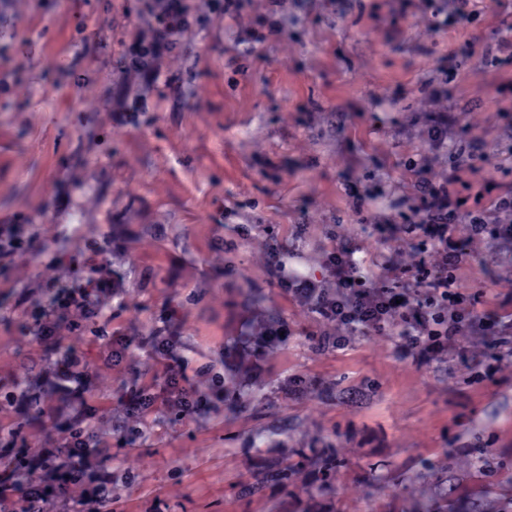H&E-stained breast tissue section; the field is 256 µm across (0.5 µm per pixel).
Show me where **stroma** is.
Returning a JSON list of instances; mask_svg holds the SVG:
<instances>
[{
    "mask_svg": "<svg viewBox=\"0 0 512 512\" xmlns=\"http://www.w3.org/2000/svg\"><path fill=\"white\" fill-rule=\"evenodd\" d=\"M148 2L0 6V219L34 245L0 268V391L52 403L58 347L83 356L115 512H512V340L482 326L423 357L400 327L320 319L288 288L335 292L336 248L371 283L422 258L405 230L417 177L454 179L470 209L483 189L512 191V57L482 58L496 0L449 28L455 0H282L263 43L236 39L266 11L246 0L237 29L208 17L172 45L166 82L128 119L112 103ZM473 139L484 159L453 169ZM456 235L472 255L458 287L479 314L512 315V238ZM92 247L114 288L101 317L36 341L29 305L88 287ZM177 363L200 406L133 415L132 392ZM0 425L34 450L70 428L26 403ZM304 448L342 458L331 491L308 464L288 487L265 480Z\"/></svg>",
    "mask_w": 512,
    "mask_h": 512,
    "instance_id": "35a3bbf8",
    "label": "stroma"
}]
</instances>
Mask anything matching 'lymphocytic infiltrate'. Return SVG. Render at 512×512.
Wrapping results in <instances>:
<instances>
[{
    "label": "lymphocytic infiltrate",
    "mask_w": 512,
    "mask_h": 512,
    "mask_svg": "<svg viewBox=\"0 0 512 512\" xmlns=\"http://www.w3.org/2000/svg\"><path fill=\"white\" fill-rule=\"evenodd\" d=\"M154 18L151 35L135 33L126 47L130 67L156 85L163 76L161 63L175 39L200 20L195 0H152ZM420 203L409 223L411 232L429 245L437 260L403 267L394 275V285L367 286L358 262L351 252L337 250L328 256V265L336 276L338 295L323 292L311 282L297 285L315 302V311L322 318L351 328L381 332L402 324L410 345L422 354L435 355L447 351L448 344L465 330L481 323L474 297L456 286L454 272L464 265L468 252L455 236L459 218H466L476 234H512V226H489L485 211L464 210L452 183L436 184L416 181ZM112 282L102 277L92 290L69 289L56 294L54 308L66 318L93 312V294H108ZM64 395L51 406L50 417L69 416L73 425L66 441L45 445L34 465L45 471L46 480H20L11 470L0 471V512H32V504H42L44 512H52L56 502H64L69 512H85L94 505L96 512H112V478L100 476L84 496L71 494L72 485L83 481L92 463L111 458L109 448L90 444L80 428L90 412L86 400L87 368L78 354H70L57 369ZM199 402L195 386L183 366L166 369L163 391L145 388L136 391L131 404L140 417H147L158 406L186 413Z\"/></svg>",
    "instance_id": "lymphocytic-infiltrate-1"
}]
</instances>
